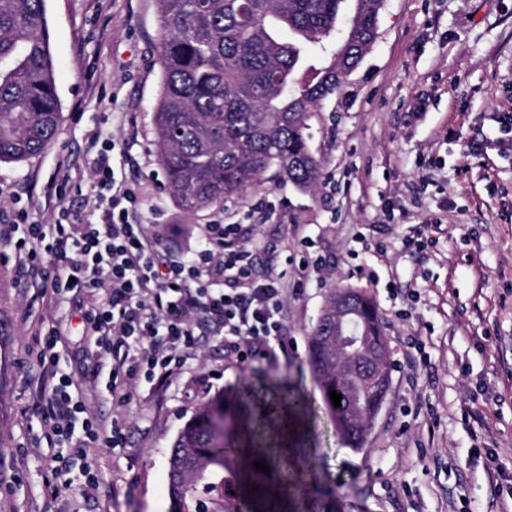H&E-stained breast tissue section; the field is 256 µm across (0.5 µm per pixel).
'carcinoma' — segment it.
I'll return each instance as SVG.
<instances>
[{"label": "carcinoma", "mask_w": 512, "mask_h": 512, "mask_svg": "<svg viewBox=\"0 0 512 512\" xmlns=\"http://www.w3.org/2000/svg\"><path fill=\"white\" fill-rule=\"evenodd\" d=\"M161 19V88L154 145L172 196L186 213L238 197L271 168L300 190L321 177L309 120L336 93V71L357 66L370 47L383 0H356L336 41L344 0H154ZM60 123L45 0H0V162L41 155ZM360 296L355 327L366 344L387 340L376 305ZM325 323L309 356L325 399L342 394L334 416L351 412L371 426L385 395L355 369L330 363ZM248 413L224 398L199 407L177 434L168 490L178 512H237L231 483L248 469L233 431Z\"/></svg>", "instance_id": "cac0c4a2"}]
</instances>
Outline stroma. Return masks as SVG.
Instances as JSON below:
<instances>
[{"label":"stroma","mask_w":512,"mask_h":512,"mask_svg":"<svg viewBox=\"0 0 512 512\" xmlns=\"http://www.w3.org/2000/svg\"><path fill=\"white\" fill-rule=\"evenodd\" d=\"M61 102L38 157L0 163V212L52 223L58 204L90 213V187L46 194L59 165L84 172L92 135L132 155L143 222L191 254L206 225L238 224L255 272L284 273L286 352L237 361L220 339L184 371L141 384L125 407L83 372L81 316L48 308L15 270L24 225L0 222V512H172V444L194 411L241 383L253 404L279 380L306 393L309 436L288 461L264 458L294 500L328 512H497L512 500V0H385L378 37L309 124L322 167L302 191L267 171L243 196L196 213L166 187L153 142L160 89L154 0H45ZM366 290L389 341L391 387L360 449L336 429L309 361L332 289ZM63 332L58 372L80 381L90 414L124 422L120 448L47 444L33 406L41 317ZM68 462L65 481L48 469ZM95 486L83 477L86 462ZM500 470L490 483L488 470Z\"/></svg>","instance_id":"35a3bbf8"}]
</instances>
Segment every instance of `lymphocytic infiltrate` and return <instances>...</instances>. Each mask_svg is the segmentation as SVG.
I'll list each match as a JSON object with an SVG mask.
<instances>
[{
  "instance_id": "obj_1",
  "label": "lymphocytic infiltrate",
  "mask_w": 512,
  "mask_h": 512,
  "mask_svg": "<svg viewBox=\"0 0 512 512\" xmlns=\"http://www.w3.org/2000/svg\"><path fill=\"white\" fill-rule=\"evenodd\" d=\"M91 178L96 221L66 209L51 224L20 216L26 235L15 244V265L28 287L52 302L78 303L87 367L107 373L116 405L130 403L136 378L162 383L180 372L183 352L201 338L199 317L239 358L283 347L281 278L255 277L250 254L238 244V225H210L191 256L179 257L156 248L139 221L136 193L116 177L106 154L99 153ZM47 253L66 262V277H51L43 263ZM80 391L70 376L50 372L38 391L46 439L71 440L79 419L86 443L120 447L117 424L87 416ZM86 443L76 445L77 454Z\"/></svg>"
}]
</instances>
